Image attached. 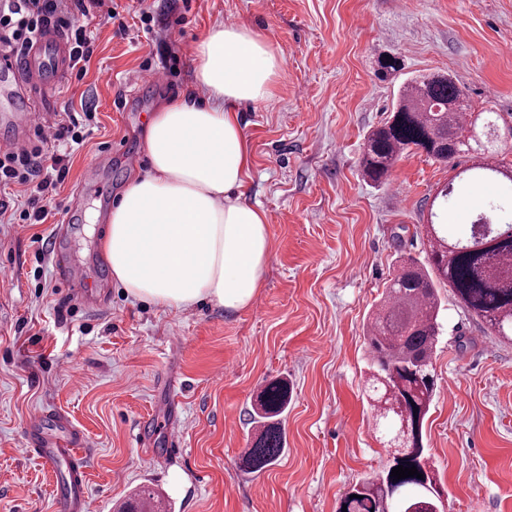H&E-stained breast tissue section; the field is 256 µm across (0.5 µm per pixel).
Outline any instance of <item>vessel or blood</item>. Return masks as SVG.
<instances>
[{
  "label": "vessel or blood",
  "instance_id": "obj_1",
  "mask_svg": "<svg viewBox=\"0 0 512 512\" xmlns=\"http://www.w3.org/2000/svg\"><path fill=\"white\" fill-rule=\"evenodd\" d=\"M71 66L70 46L59 31L47 28L34 39L19 62L0 65V115L8 118L20 137H28L44 110L43 95L59 87ZM52 251L69 287L91 297L85 287V274L70 251L67 241L57 237ZM56 416L40 413L27 429L26 451L36 456L52 472H66L75 487H82L86 464L82 443L74 437L48 439L46 430L57 426Z\"/></svg>",
  "mask_w": 512,
  "mask_h": 512
}]
</instances>
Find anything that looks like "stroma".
Instances as JSON below:
<instances>
[{"label": "stroma", "instance_id": "stroma-1", "mask_svg": "<svg viewBox=\"0 0 512 512\" xmlns=\"http://www.w3.org/2000/svg\"><path fill=\"white\" fill-rule=\"evenodd\" d=\"M105 0L118 19L90 25L83 79L67 77L52 120L89 105L95 119L68 157L69 173L42 224L0 223V512H58L61 484L23 455L26 427L59 412L83 436L86 512H115L141 486L171 512H336L358 481L392 460L365 392L368 317L400 258H424L421 231L449 165L411 151L393 175L404 189L367 181V134L391 115L412 77L456 76L473 111L512 129V0ZM218 24L245 26L283 62L271 101L246 108L252 159L245 195L265 212L272 256L252 303L227 315L202 303L182 311L129 299L99 247L132 176L149 169L150 112L178 94L205 98L194 47ZM392 56L399 71L384 70ZM173 67L142 83L146 68ZM98 187L84 188L91 167ZM512 199L496 181L455 195L448 218L465 237L491 202ZM76 219L71 248L101 282L89 306L59 279L54 230ZM433 357L436 383L423 441L447 512H512V344L443 292ZM288 381L279 459L248 472L241 455L256 399ZM151 427L152 453L137 441ZM182 430L179 453L165 437Z\"/></svg>", "mask_w": 512, "mask_h": 512}]
</instances>
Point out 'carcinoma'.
I'll return each instance as SVG.
<instances>
[{
    "label": "carcinoma",
    "mask_w": 512,
    "mask_h": 512,
    "mask_svg": "<svg viewBox=\"0 0 512 512\" xmlns=\"http://www.w3.org/2000/svg\"><path fill=\"white\" fill-rule=\"evenodd\" d=\"M496 112L475 114L463 105V90L450 74L412 78L399 90L390 118L364 142V176L374 183L388 179L400 157L423 151L451 163L466 155L473 163L458 171L441 194L442 201L423 225L428 251L424 259L400 260L367 325L373 373L367 395L375 426H386L402 439L405 450L380 473L353 485L339 500L337 512H426L428 488L436 479L423 443L422 428L435 391L432 360L439 338L443 300L449 289L456 302L485 323L491 334L512 341V223L471 225L469 238L448 235L447 197L476 184L512 181V170L493 167L480 157L496 151ZM285 380L269 382L254 409L256 435L244 449L247 468L260 472L284 451L281 416L288 409ZM416 467L423 478L398 481L392 468ZM121 512H168L165 500L149 487L126 502Z\"/></svg>",
    "instance_id": "cac0c4a2"
}]
</instances>
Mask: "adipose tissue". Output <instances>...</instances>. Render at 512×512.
<instances>
[{
	"mask_svg": "<svg viewBox=\"0 0 512 512\" xmlns=\"http://www.w3.org/2000/svg\"><path fill=\"white\" fill-rule=\"evenodd\" d=\"M194 59L210 101L175 97L151 113V169L110 212L102 249L132 300L232 313L253 301L272 251L266 214L243 193L251 156L240 116L271 98L281 60L249 29L221 25Z\"/></svg>",
	"mask_w": 512,
	"mask_h": 512,
	"instance_id": "ef3b65f1",
	"label": "adipose tissue"
}]
</instances>
